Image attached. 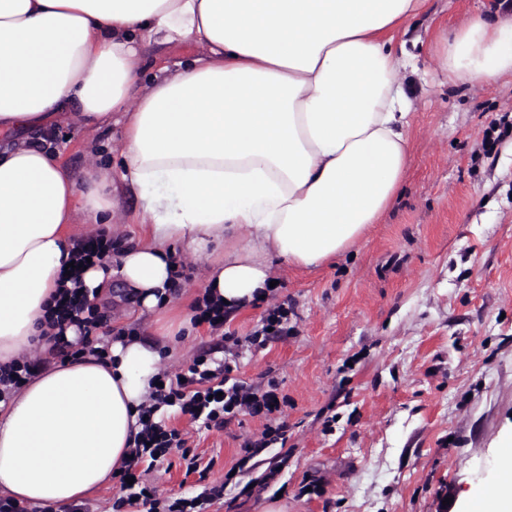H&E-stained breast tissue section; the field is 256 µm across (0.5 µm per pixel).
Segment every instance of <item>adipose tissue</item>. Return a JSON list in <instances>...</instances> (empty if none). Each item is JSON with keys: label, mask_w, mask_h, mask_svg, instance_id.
Segmentation results:
<instances>
[{"label": "adipose tissue", "mask_w": 512, "mask_h": 512, "mask_svg": "<svg viewBox=\"0 0 512 512\" xmlns=\"http://www.w3.org/2000/svg\"><path fill=\"white\" fill-rule=\"evenodd\" d=\"M429 0H0V134L72 109L120 124L123 151L81 191L57 157L0 150V367L39 371L0 400V496L66 512L130 458L167 337L178 251L202 258L201 290L227 315L260 303L280 265L313 270L379 223L404 182L411 125L396 43ZM194 39L206 57L135 94L137 45ZM441 77L512 79L500 5L440 38ZM138 191L137 241L79 268L89 299L113 285L159 338L125 333L106 360L57 358L51 314L73 262L77 219L112 235V190Z\"/></svg>", "instance_id": "1"}]
</instances>
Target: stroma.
<instances>
[{
    "label": "stroma",
    "mask_w": 512,
    "mask_h": 512,
    "mask_svg": "<svg viewBox=\"0 0 512 512\" xmlns=\"http://www.w3.org/2000/svg\"><path fill=\"white\" fill-rule=\"evenodd\" d=\"M480 2L430 0L405 36L410 157L380 223L320 268L280 266L265 301L223 333L177 337L160 362L174 373L210 353L231 381L273 392L277 411L208 430L166 408L186 448L143 481L186 498L223 484L207 512H265L277 498L287 512H465L478 489L497 488L512 440V84L442 83L416 40L456 28ZM206 52L191 39L143 47L141 89ZM25 140L52 142L81 185L93 161L122 149L118 126L72 117ZM282 303L287 332L250 345ZM277 427L283 439L263 443ZM185 451L210 464L206 481L187 473Z\"/></svg>",
    "instance_id": "1"
}]
</instances>
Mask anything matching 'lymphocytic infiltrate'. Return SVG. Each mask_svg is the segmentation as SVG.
I'll use <instances>...</instances> for the list:
<instances>
[{"label":"lymphocytic infiltrate","instance_id":"obj_1","mask_svg":"<svg viewBox=\"0 0 512 512\" xmlns=\"http://www.w3.org/2000/svg\"><path fill=\"white\" fill-rule=\"evenodd\" d=\"M55 316L57 325L69 322L82 327L83 335L79 341L82 352L98 358L105 355V348L98 346L92 336L93 331L102 327L103 317L98 308L89 305L78 291L63 294ZM229 371L228 364L214 361L202 353L193 359L181 377L158 375L141 414L142 429L131 452L133 463L154 462L164 458L171 449L185 446L186 441L178 429L167 427L158 420L157 414L163 407H179L192 421L202 422L209 428L223 427L225 416L235 414L243 407L255 414L271 409L275 402L272 393L258 394L244 385L230 383ZM223 494V486L213 485L192 498H172L162 496L156 488L144 486L134 497L119 498L114 507L116 512H121L123 507L138 500L146 505L147 512H206L207 505Z\"/></svg>","mask_w":512,"mask_h":512}]
</instances>
